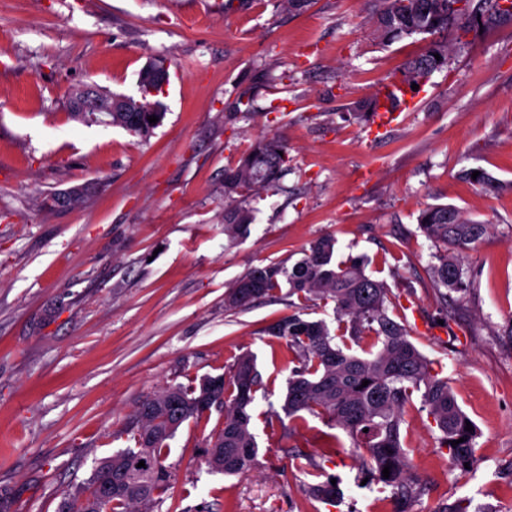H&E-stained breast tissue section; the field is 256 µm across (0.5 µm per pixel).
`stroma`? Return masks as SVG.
Segmentation results:
<instances>
[{
    "instance_id": "1",
    "label": "stroma",
    "mask_w": 512,
    "mask_h": 512,
    "mask_svg": "<svg viewBox=\"0 0 512 512\" xmlns=\"http://www.w3.org/2000/svg\"><path fill=\"white\" fill-rule=\"evenodd\" d=\"M374 5L314 0L294 15L280 0H0V512H56L98 459L130 446L143 399L247 352L262 383L255 466L209 469L207 440L224 424L211 410L171 440V488L153 512H392L345 431L282 410L293 354L265 328L292 298L224 309L250 268L293 264L323 236L387 282L390 313L477 428L478 463L460 472L414 402L402 442L421 493L409 512H512V23L452 51L416 108L379 128L347 109L425 43L381 42ZM156 55L171 65L150 135L72 118L78 88L136 95ZM274 133L288 171L229 241L224 170ZM470 168L494 189L461 179ZM98 180L104 191L74 208L45 202ZM430 204L494 227L464 254L475 288L444 301L417 225ZM317 476L337 481L340 503L302 494Z\"/></svg>"
}]
</instances>
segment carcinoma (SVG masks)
<instances>
[{"label":"carcinoma","mask_w":512,"mask_h":512,"mask_svg":"<svg viewBox=\"0 0 512 512\" xmlns=\"http://www.w3.org/2000/svg\"><path fill=\"white\" fill-rule=\"evenodd\" d=\"M457 0H377L373 22L378 38L392 42L429 35L431 40L404 64L398 82L412 88L424 73L448 66L452 33L458 49L469 45L474 30L491 29L512 20L499 9L498 0H473L466 11ZM440 59H435V56ZM147 112H114L112 126L147 136L153 130ZM288 167V145L278 135L261 137L239 162L224 169V234L233 241L244 237L253 221L247 199L273 186ZM419 230L433 243L436 263L431 268L435 288L465 294L474 287L462 265V254L491 234L493 225L470 220L448 204L429 205L417 216ZM336 240L323 237L304 250L290 266H257L239 277L225 293L224 307L241 310L282 289L308 302L333 304L336 330L322 319L305 317L307 305L265 328L288 341L297 362L287 379L282 410L293 421L302 412L322 415L344 430L370 462L378 481L394 489L395 512H408L417 496L411 481L410 461L401 441L402 424L414 393L441 432L440 445L448 449L453 466L461 471L474 466L476 431L465 430L466 414L459 407L448 381L432 373L426 357L410 340L407 326L393 319L386 301L387 284L366 271L361 257L335 259ZM371 337L370 350L353 352L352 344ZM369 384L362 386V381ZM261 386L254 356L238 357L228 372L207 376L197 384L169 386L146 398L138 407L136 423L127 432L134 445L96 462L86 482L63 494L58 512H153L171 488L164 460L172 440L187 421L199 422L206 413L199 403L224 408V427L209 442L207 453L224 454L218 472L227 475L251 469L258 445L252 432L253 403ZM464 439L455 446L451 441ZM145 466L139 468V462ZM390 467L384 477V467ZM112 476L110 509L97 508L100 484ZM318 499L335 502L339 488L321 481L301 488Z\"/></svg>","instance_id":"1"}]
</instances>
